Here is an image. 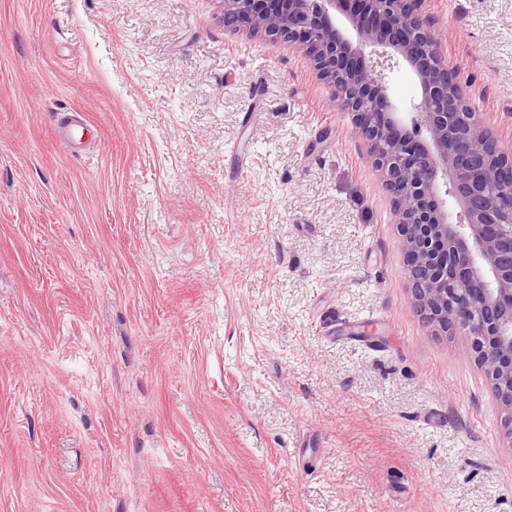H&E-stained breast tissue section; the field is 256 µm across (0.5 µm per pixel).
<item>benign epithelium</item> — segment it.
Listing matches in <instances>:
<instances>
[{
    "mask_svg": "<svg viewBox=\"0 0 512 512\" xmlns=\"http://www.w3.org/2000/svg\"><path fill=\"white\" fill-rule=\"evenodd\" d=\"M423 4L224 0V25L300 45L333 87L391 196L417 306L470 336L512 441V154L440 58ZM401 66L420 86L406 107L390 96Z\"/></svg>",
    "mask_w": 512,
    "mask_h": 512,
    "instance_id": "obj_1",
    "label": "benign epithelium"
}]
</instances>
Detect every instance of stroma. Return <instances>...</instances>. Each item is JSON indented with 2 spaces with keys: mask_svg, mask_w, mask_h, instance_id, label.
<instances>
[{
  "mask_svg": "<svg viewBox=\"0 0 512 512\" xmlns=\"http://www.w3.org/2000/svg\"><path fill=\"white\" fill-rule=\"evenodd\" d=\"M423 9L512 142V0ZM0 512H512L350 115L224 0H0Z\"/></svg>",
  "mask_w": 512,
  "mask_h": 512,
  "instance_id": "1",
  "label": "stroma"
}]
</instances>
